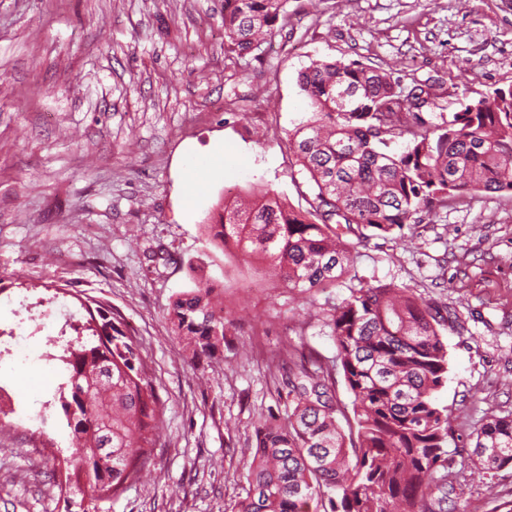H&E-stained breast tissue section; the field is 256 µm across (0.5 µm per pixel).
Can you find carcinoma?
<instances>
[{
	"instance_id": "1",
	"label": "carcinoma",
	"mask_w": 512,
	"mask_h": 512,
	"mask_svg": "<svg viewBox=\"0 0 512 512\" xmlns=\"http://www.w3.org/2000/svg\"><path fill=\"white\" fill-rule=\"evenodd\" d=\"M287 6L224 0L225 51H262L277 23L288 21ZM298 85L309 112L288 130V144L313 187L310 209L296 211L260 191L246 204L219 202L216 223L204 228L215 247L232 240L268 262L291 291L348 290L322 313L335 367L353 395V417L337 402L332 372L288 366L285 416L256 430L246 497L232 512H433L427 497L434 488L441 512L447 492L436 473L450 466L451 429L436 393L448 380L441 329L453 327V317L403 286L359 277L346 237L391 240L457 193L512 196V87L490 97L464 95L446 116L447 106L429 91L405 95L400 78L363 63L315 59ZM425 107L439 110L441 123H427ZM406 135L403 151L390 150ZM213 291L200 284L169 309L195 361L224 350L228 326ZM85 310L86 321L70 325L74 342L58 356L66 371L58 401L79 450L65 482L78 485L91 466L85 486L98 499L140 480L158 410L138 345L110 306L93 300ZM470 460L480 473L512 467V414L481 424Z\"/></svg>"
}]
</instances>
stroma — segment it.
Listing matches in <instances>:
<instances>
[{
    "instance_id": "35a3bbf8",
    "label": "stroma",
    "mask_w": 512,
    "mask_h": 512,
    "mask_svg": "<svg viewBox=\"0 0 512 512\" xmlns=\"http://www.w3.org/2000/svg\"><path fill=\"white\" fill-rule=\"evenodd\" d=\"M395 72L439 102L512 86V0H288L261 56L224 51V0H0V512H231L248 450L285 397L283 344L331 366L314 299L276 288L204 232L216 204L272 190L297 210L286 132L306 112L311 60ZM355 269L450 311L444 330L455 512H498L512 468L474 472L473 434L512 414V196L460 193ZM224 301L223 353L194 364L168 321L197 283ZM102 298L139 346L158 398L148 476L116 496L60 492L76 449L56 400L84 303ZM57 310L42 326L41 303Z\"/></svg>"
}]
</instances>
